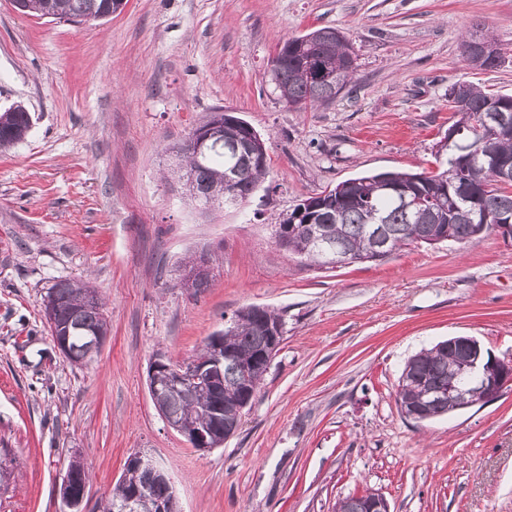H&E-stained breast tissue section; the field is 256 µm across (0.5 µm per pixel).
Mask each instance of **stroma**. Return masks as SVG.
<instances>
[{
    "label": "stroma",
    "mask_w": 512,
    "mask_h": 512,
    "mask_svg": "<svg viewBox=\"0 0 512 512\" xmlns=\"http://www.w3.org/2000/svg\"><path fill=\"white\" fill-rule=\"evenodd\" d=\"M484 24L504 61L468 66ZM332 26L355 86L295 111L270 64L283 40ZM512 95V0H126L69 23L0 0V111L30 112L0 152V512H65L73 458L90 467L81 512H101L129 456L152 457L181 512H333L373 491L390 512H512V387L428 422L396 402L405 362L451 336L512 360V238L412 244L321 268L277 245L301 200L341 181L432 169L456 80ZM266 141L268 175L240 205L190 200L170 145L215 109ZM207 255L210 286L182 287ZM88 282L109 339L64 361L43 312L57 279ZM284 340L238 431L200 450L148 389L156 354L183 362L247 306Z\"/></svg>",
    "instance_id": "1"
}]
</instances>
